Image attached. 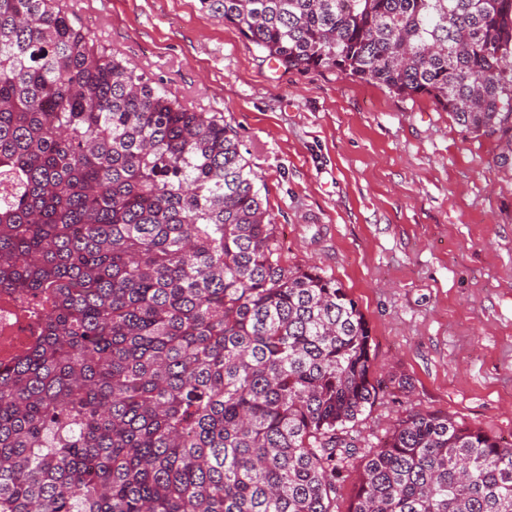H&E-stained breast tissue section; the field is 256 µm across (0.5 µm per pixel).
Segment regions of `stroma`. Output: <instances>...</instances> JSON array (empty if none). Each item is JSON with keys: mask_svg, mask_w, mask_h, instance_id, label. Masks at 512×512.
<instances>
[{"mask_svg": "<svg viewBox=\"0 0 512 512\" xmlns=\"http://www.w3.org/2000/svg\"><path fill=\"white\" fill-rule=\"evenodd\" d=\"M97 44L238 133L288 266L346 288L376 375L409 377L352 428L376 446L406 411L512 439V171L504 145L428 98L336 69L287 70L206 0H66Z\"/></svg>", "mask_w": 512, "mask_h": 512, "instance_id": "stroma-1", "label": "stroma"}]
</instances>
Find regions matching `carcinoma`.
Returning <instances> with one entry per match:
<instances>
[{"label":"carcinoma","mask_w":512,"mask_h":512,"mask_svg":"<svg viewBox=\"0 0 512 512\" xmlns=\"http://www.w3.org/2000/svg\"><path fill=\"white\" fill-rule=\"evenodd\" d=\"M287 69L427 97L505 143L512 0H205ZM0 292L36 336L0 361V512H512V440L379 397L341 283L288 267L224 118L91 40L58 0H0ZM358 464L359 461L355 463V467L349 468L346 478L337 488L335 512H348L350 508L358 483Z\"/></svg>","instance_id":"1"}]
</instances>
